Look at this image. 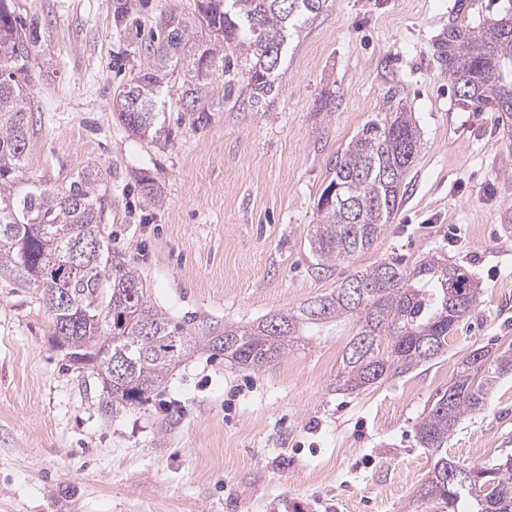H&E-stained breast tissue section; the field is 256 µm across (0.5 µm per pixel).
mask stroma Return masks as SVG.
Returning <instances> with one entry per match:
<instances>
[{
  "label": "stroma",
  "instance_id": "35a3bbf8",
  "mask_svg": "<svg viewBox=\"0 0 512 512\" xmlns=\"http://www.w3.org/2000/svg\"><path fill=\"white\" fill-rule=\"evenodd\" d=\"M197 5L22 0L42 22L30 171L61 187L102 169L104 231L154 305L202 336L297 307L381 259L436 254L478 278L481 301L447 354L365 390L336 388L354 333L342 321L258 370L195 348L159 395L112 414L101 381L55 347L41 290L0 281V512H446L419 495L430 459L416 427L464 353L512 345V135L497 113L459 104L434 43L512 0H325L293 31L268 107L228 103L197 124L172 90L161 138L132 136L112 100L145 67L161 16ZM400 106L421 132L402 205L370 250L317 272L308 234L331 163ZM511 452L508 375L448 454L480 464Z\"/></svg>",
  "mask_w": 512,
  "mask_h": 512
}]
</instances>
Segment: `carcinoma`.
<instances>
[{
	"instance_id": "cac0c4a2",
	"label": "carcinoma",
	"mask_w": 512,
	"mask_h": 512,
	"mask_svg": "<svg viewBox=\"0 0 512 512\" xmlns=\"http://www.w3.org/2000/svg\"><path fill=\"white\" fill-rule=\"evenodd\" d=\"M324 0H199L198 14L161 18L159 37L146 47L147 65L113 98L123 126L158 138L160 93L179 75V99L206 123L231 96L263 108L280 87L288 31L317 16ZM41 21L17 0H0V280L40 288L57 348L91 366L112 396L106 406H135L159 390L190 342L204 344L238 365L260 369L312 330L350 320L356 332L337 374L345 391L369 388L408 373L448 350V337L479 304L481 284L466 268L440 255L411 269L384 259L329 293L250 326L191 337L160 312L140 273L112 259L103 235V174L88 168L65 187L28 174L32 100L27 86L40 42ZM448 68L459 101L473 112L512 116V12L469 29L448 27ZM420 133L408 112L372 121L336 157L321 192L309 249L320 270L368 250L399 209ZM335 190L332 199L326 191ZM89 241L73 265L71 254ZM131 369L119 379L117 361ZM512 373V349L480 347L466 354L417 425L431 455L421 497L439 499L448 512H512V456L473 465L464 488L448 472V439L467 414L484 409L498 380Z\"/></svg>"
}]
</instances>
